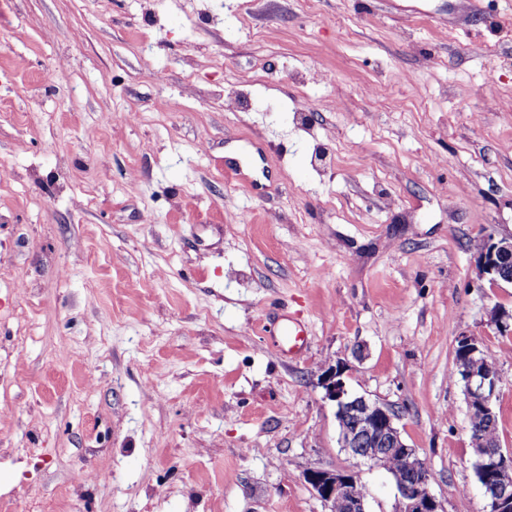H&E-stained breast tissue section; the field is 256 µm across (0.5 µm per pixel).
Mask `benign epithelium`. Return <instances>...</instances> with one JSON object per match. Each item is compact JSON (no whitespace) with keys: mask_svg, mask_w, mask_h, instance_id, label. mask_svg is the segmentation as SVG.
Here are the masks:
<instances>
[{"mask_svg":"<svg viewBox=\"0 0 512 512\" xmlns=\"http://www.w3.org/2000/svg\"><path fill=\"white\" fill-rule=\"evenodd\" d=\"M477 270L493 285L512 284V237H483L477 250ZM462 359L457 362L464 382L470 431H481L493 423L496 393L501 381L498 368L488 363L484 346L476 338L462 336ZM343 367L331 366L320 377L325 398L336 403L339 444L358 465L381 467V461L395 457L401 468L391 472L401 507L399 512H444L431 491V474L415 449L404 441L396 421L398 411L391 405L365 396H353L345 389ZM474 471L488 499L489 512H512V451L498 443L471 441ZM306 483L328 508L336 512H368L366 498L356 492L358 480L347 469L311 470Z\"/></svg>","mask_w":512,"mask_h":512,"instance_id":"1","label":"benign epithelium"}]
</instances>
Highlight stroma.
I'll return each mask as SVG.
<instances>
[{
	"label": "stroma",
	"mask_w": 512,
	"mask_h": 512,
	"mask_svg": "<svg viewBox=\"0 0 512 512\" xmlns=\"http://www.w3.org/2000/svg\"><path fill=\"white\" fill-rule=\"evenodd\" d=\"M489 232L512 0H0V512H326L304 474L351 464L340 362L445 512H488L454 351L495 355L512 450ZM283 313L309 329L289 357ZM358 476L396 512L388 472Z\"/></svg>",
	"instance_id": "obj_1"
}]
</instances>
